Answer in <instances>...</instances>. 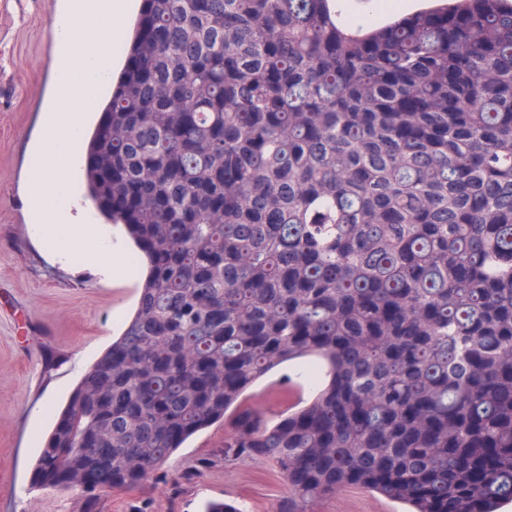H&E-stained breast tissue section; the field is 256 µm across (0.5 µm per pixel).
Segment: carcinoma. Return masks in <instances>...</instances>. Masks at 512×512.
Wrapping results in <instances>:
<instances>
[{"instance_id": "1", "label": "carcinoma", "mask_w": 512, "mask_h": 512, "mask_svg": "<svg viewBox=\"0 0 512 512\" xmlns=\"http://www.w3.org/2000/svg\"><path fill=\"white\" fill-rule=\"evenodd\" d=\"M126 59L83 188L144 278L31 486L132 490L240 418L273 512L512 501V0H144ZM284 365L294 403L246 410ZM382 0H339L333 1L334 9L336 5H340L344 10V15H352L366 19L372 25L384 23L386 14L377 12V4L375 2ZM318 512H394V505L376 494L344 488L322 501Z\"/></svg>"}]
</instances>
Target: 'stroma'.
Returning a JSON list of instances; mask_svg holds the SVG:
<instances>
[{
	"label": "stroma",
	"instance_id": "35a3bbf8",
	"mask_svg": "<svg viewBox=\"0 0 512 512\" xmlns=\"http://www.w3.org/2000/svg\"><path fill=\"white\" fill-rule=\"evenodd\" d=\"M51 0H0V512H81L80 491L34 489L32 468L57 414L117 336L138 277L103 281L93 263L54 260L26 209L30 143L53 96ZM223 425L178 449L166 474L103 494L91 512H202L226 500L272 512L288 484L261 460L225 462ZM319 512H394L376 494L344 488Z\"/></svg>",
	"mask_w": 512,
	"mask_h": 512
}]
</instances>
